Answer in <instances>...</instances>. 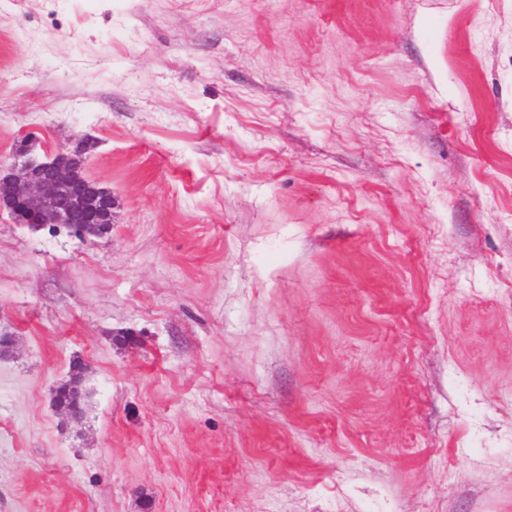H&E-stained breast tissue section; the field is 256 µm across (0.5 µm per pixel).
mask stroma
<instances>
[{
	"instance_id": "obj_1",
	"label": "stroma",
	"mask_w": 512,
	"mask_h": 512,
	"mask_svg": "<svg viewBox=\"0 0 512 512\" xmlns=\"http://www.w3.org/2000/svg\"><path fill=\"white\" fill-rule=\"evenodd\" d=\"M27 138L112 228L0 212V512H512V0H0ZM82 374H83V368L77 366L76 368L73 369L71 386L74 390L75 396L70 405H69V402L71 401L72 394L70 391L69 384L60 387L58 389L57 396H56V402H57L58 406H60V407L67 406L64 411L72 419H79V418H81V416L83 414L81 395H80V392L78 389V385L82 378Z\"/></svg>"
}]
</instances>
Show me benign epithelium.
Wrapping results in <instances>:
<instances>
[{"instance_id":"obj_1","label":"benign epithelium","mask_w":512,"mask_h":512,"mask_svg":"<svg viewBox=\"0 0 512 512\" xmlns=\"http://www.w3.org/2000/svg\"><path fill=\"white\" fill-rule=\"evenodd\" d=\"M22 158L16 171L0 172V209H7L18 224L32 227L65 225L81 239L106 233L112 224V194L85 177L80 151L60 152L51 159L20 145ZM83 368L72 373L75 396L65 408L72 419L83 414L78 385Z\"/></svg>"}]
</instances>
